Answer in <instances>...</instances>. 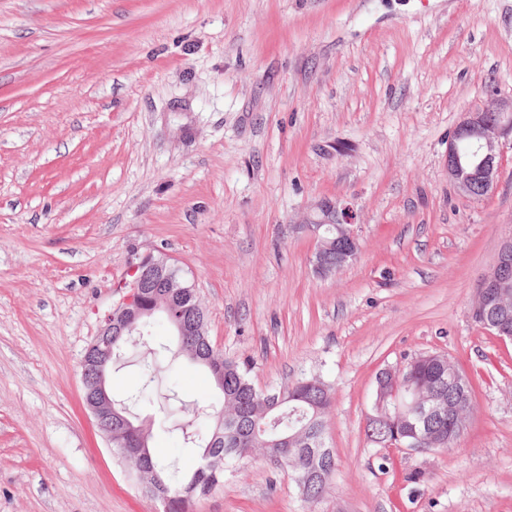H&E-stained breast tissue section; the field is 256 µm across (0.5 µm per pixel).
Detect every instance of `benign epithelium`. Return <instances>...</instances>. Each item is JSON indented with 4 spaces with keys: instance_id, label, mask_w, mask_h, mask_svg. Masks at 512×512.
<instances>
[{
    "instance_id": "1",
    "label": "benign epithelium",
    "mask_w": 512,
    "mask_h": 512,
    "mask_svg": "<svg viewBox=\"0 0 512 512\" xmlns=\"http://www.w3.org/2000/svg\"><path fill=\"white\" fill-rule=\"evenodd\" d=\"M512 137V96L494 97L485 106L465 114L456 131L448 139V177L463 196H471L475 186L489 194L498 177L502 158V140ZM328 223L339 228L336 242L338 267H344L359 254L358 237L343 210L328 209ZM315 248L313 268L321 277L329 276L330 261L324 253L322 241L313 234ZM170 267L147 253L130 263L124 282L126 293L116 307L104 318L97 336L87 346L80 362L83 397L87 409L107 443H112V395L106 385V371L112 367V330L129 331L145 311L147 289L167 278ZM512 282V233L506 236L499 247L496 260L489 271L478 282L471 304L472 316L491 333L502 340H512V324L505 312L507 303L501 289ZM448 375L455 394L459 395L462 410L459 418L466 419L473 408V385L453 362H448ZM403 367H388L377 377L376 393L386 392L392 396L393 405L400 403L396 388V371ZM411 407L418 418L413 430L415 438L423 441L434 429V424L453 415L455 408L427 395L415 397Z\"/></svg>"
}]
</instances>
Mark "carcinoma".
I'll return each mask as SVG.
<instances>
[{"label":"carcinoma","mask_w":512,"mask_h":512,"mask_svg":"<svg viewBox=\"0 0 512 512\" xmlns=\"http://www.w3.org/2000/svg\"><path fill=\"white\" fill-rule=\"evenodd\" d=\"M175 275L184 287L174 289L169 311L144 316L132 337H116L112 346L115 363L126 358V346L133 342V337H150V325L158 316L171 326L180 318L189 322L195 315L207 319L196 289L185 287L187 281L180 269H175ZM192 354L200 359L199 365L207 369L213 380L224 381L219 388L222 417L213 418L205 433L197 427L196 411L186 412L179 421L175 420L177 412H170L168 432L184 446L202 449L191 471H172L170 465L151 453L148 444L153 427L134 416L130 403L139 401L141 395H155L168 401L178 399L175 385L164 383L165 372L180 357ZM250 372L249 362L224 356L208 336H186L178 342L176 350L145 365L139 394L129 395L126 401H113L114 409L130 421L128 425L113 426V453L132 469L146 496L165 503L164 512H191L195 499L223 486L225 472L248 464L258 451L278 469L288 468L291 459L300 469L316 472L303 487L306 501L317 502L326 494L336 472L334 451L325 440V415L332 404L330 386L317 376H303L284 389L262 392L252 384ZM446 378L448 365L435 358L415 356L404 362L397 386L401 392L408 387L425 386L438 394L449 393L451 389L441 384Z\"/></svg>","instance_id":"carcinoma-1"}]
</instances>
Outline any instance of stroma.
<instances>
[{
    "instance_id": "1",
    "label": "stroma",
    "mask_w": 512,
    "mask_h": 512,
    "mask_svg": "<svg viewBox=\"0 0 512 512\" xmlns=\"http://www.w3.org/2000/svg\"><path fill=\"white\" fill-rule=\"evenodd\" d=\"M510 94L512 0H0V512H163L81 401L137 252L195 283L258 390L333 392L321 501L259 457L195 512H512V341L470 315L512 233V142L481 199L446 167ZM328 205L360 252L319 278L302 226ZM432 352L474 385L463 435L369 441L376 373ZM173 380L219 409L203 367Z\"/></svg>"
}]
</instances>
